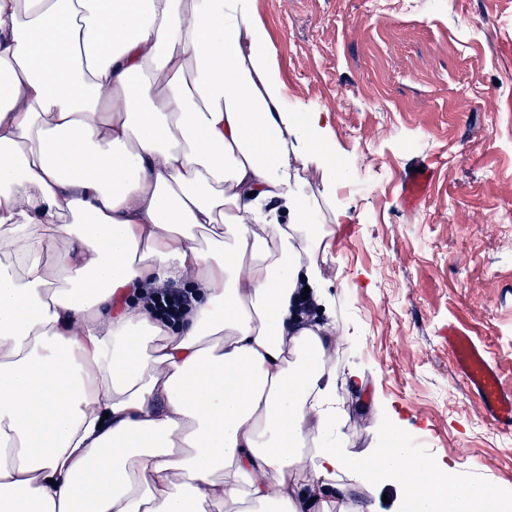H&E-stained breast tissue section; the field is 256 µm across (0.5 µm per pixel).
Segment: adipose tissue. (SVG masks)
Returning a JSON list of instances; mask_svg holds the SVG:
<instances>
[{
  "instance_id": "obj_1",
  "label": "adipose tissue",
  "mask_w": 512,
  "mask_h": 512,
  "mask_svg": "<svg viewBox=\"0 0 512 512\" xmlns=\"http://www.w3.org/2000/svg\"><path fill=\"white\" fill-rule=\"evenodd\" d=\"M327 128L255 0H0V512H376L344 471L493 512L402 443L345 453V334L293 303L328 300L290 176L335 190ZM190 275L178 321L139 299ZM299 175L305 182V189L308 194L320 198L325 195L324 172L315 164H310L307 168L299 169Z\"/></svg>"
}]
</instances>
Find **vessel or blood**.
I'll list each match as a JSON object with an SVG mask.
<instances>
[{
    "instance_id": "vessel-or-blood-1",
    "label": "vessel or blood",
    "mask_w": 512,
    "mask_h": 512,
    "mask_svg": "<svg viewBox=\"0 0 512 512\" xmlns=\"http://www.w3.org/2000/svg\"><path fill=\"white\" fill-rule=\"evenodd\" d=\"M431 181L430 170L409 169L403 179V198L418 202L426 194ZM448 350L452 354L458 373L480 402L489 419L495 424L512 428V393L503 390L497 371L483 348L469 335L457 328L448 330Z\"/></svg>"
}]
</instances>
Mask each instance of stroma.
<instances>
[{"label": "stroma", "mask_w": 512, "mask_h": 512, "mask_svg": "<svg viewBox=\"0 0 512 512\" xmlns=\"http://www.w3.org/2000/svg\"><path fill=\"white\" fill-rule=\"evenodd\" d=\"M289 103L328 115L348 178L300 170L329 195L313 256L331 306L311 316L348 332L332 353L346 452L422 437V455L498 492L512 512V432L488 420L444 334L464 329L512 391V0H256ZM426 162V197L402 177ZM339 483L402 512L382 477ZM422 168L423 172H417ZM431 181V170L427 164H417L405 172L403 179V198L407 202L416 203L426 194Z\"/></svg>", "instance_id": "1"}]
</instances>
